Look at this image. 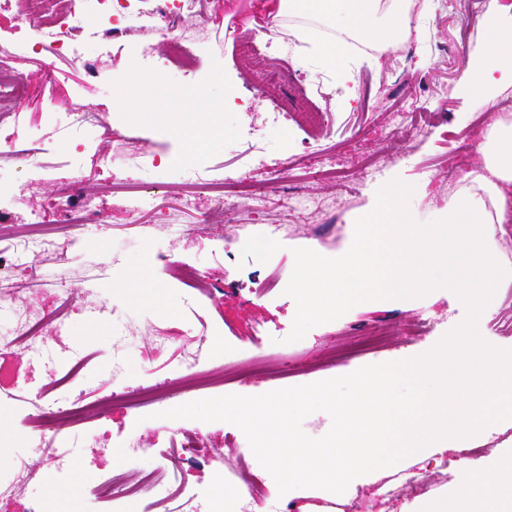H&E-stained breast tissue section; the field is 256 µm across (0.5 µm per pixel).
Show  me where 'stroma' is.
Segmentation results:
<instances>
[{
	"label": "stroma",
	"instance_id": "stroma-1",
	"mask_svg": "<svg viewBox=\"0 0 512 512\" xmlns=\"http://www.w3.org/2000/svg\"><path fill=\"white\" fill-rule=\"evenodd\" d=\"M279 0H207L198 16L183 27L194 39L199 60L189 74L168 57L163 45L139 56L136 45L150 35L130 28L124 38L79 56H56L51 47L30 49L20 39L19 8L0 11V45L13 54V74L26 82L23 97L10 106L19 120L14 127L18 148L34 149L44 167L26 171L0 167V195L10 199L16 215L36 210L54 221V234L65 248L29 253L7 272L14 286L15 307H38L55 300L58 283L75 291L80 311L63 322L60 340L50 352L12 354L14 386L0 392V416L10 430L0 433V481H10L22 466L34 476L25 500L43 502L47 512H101L86 491L89 477L122 476L134 471L151 476L185 473L208 512H224L219 488L237 489L255 478L260 492L254 503L265 507L271 474L257 461L244 433L216 421L148 418L146 409L106 403L112 390L171 382L184 373L188 355L204 371L221 362L240 369L234 381L166 401V408L230 394L257 396L349 374L360 367L414 358L432 350L465 318V307L450 290L436 289L413 299L369 301L339 319L311 328L288 342L296 303L285 295L293 267V250L310 248L327 257L343 255L351 246L354 224L376 200L378 190L398 178L413 185L410 212L427 223L441 219L448 201L463 184L464 173L480 160L477 146L492 112L461 94L459 83L471 67V49L479 38V22L497 0H408L411 33L394 52L348 51L341 68L319 53V38L282 47L260 48L250 65L239 62L238 44L228 36L233 27L279 30ZM159 77L155 93L140 96L137 110L123 109L114 96L122 78ZM52 89H45V77ZM276 80V104L292 112L319 109L332 113L322 138L289 123L272 128L258 147L244 137L257 122L262 105L251 103L246 87ZM201 91V147L190 158L172 129L185 114L181 91ZM52 103H44L45 94ZM95 112L104 126L70 149L58 130L69 112ZM224 128L223 140L213 137ZM322 148L328 163L348 174L340 185L312 178L311 156ZM286 163L289 178L274 179L255 163L257 152ZM147 153L154 165L137 167L135 156ZM112 156L114 171L98 158ZM199 172L218 181L250 184L252 196L234 199L223 213L212 215L209 229L196 227L210 198L187 184L185 173ZM133 190L155 188L154 204L132 210L116 203L103 232L71 229L60 220L56 205L73 186L85 184L100 198L111 199L113 178ZM297 196L310 203L301 211L287 206ZM192 207H184V198ZM150 236H143V225ZM279 227L265 238L264 225ZM190 262L203 271L206 287H187L163 275L156 258ZM38 280H30V270ZM276 290L256 295L259 285ZM480 336L499 349H512V285L496 289L478 321ZM129 333V345L113 356L112 341ZM63 391L96 400L99 410L81 428L53 430L55 446L71 445L74 433L91 437L109 430L112 453L81 449L78 470L51 474L44 454L30 441L20 419L30 399L49 381ZM202 431L204 444L192 462L172 463L169 441L176 430ZM132 448L148 449L145 457L129 456ZM512 448V428L502 434L463 441L445 453L439 466L422 468L417 455L404 458L417 484L404 485L399 474L356 484L337 505L320 488H297L279 501L297 512H399L403 503L454 489L467 471L490 466L502 450ZM65 490L64 499L50 497Z\"/></svg>",
	"mask_w": 512,
	"mask_h": 512
}]
</instances>
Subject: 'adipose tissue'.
I'll return each instance as SVG.
<instances>
[{
    "instance_id": "1",
    "label": "adipose tissue",
    "mask_w": 512,
    "mask_h": 512,
    "mask_svg": "<svg viewBox=\"0 0 512 512\" xmlns=\"http://www.w3.org/2000/svg\"><path fill=\"white\" fill-rule=\"evenodd\" d=\"M280 6L320 16L391 50L410 24L397 0H281ZM480 26L484 38L474 49L476 65L462 77L460 90L490 108L512 87V16L489 15ZM480 151L482 165L465 174L463 187L448 202L454 245L479 273L478 279L454 284L471 303L502 277L493 240L497 228L512 222V124L494 121ZM404 512H512V453L498 455L488 470L470 472L452 491L406 505Z\"/></svg>"
}]
</instances>
